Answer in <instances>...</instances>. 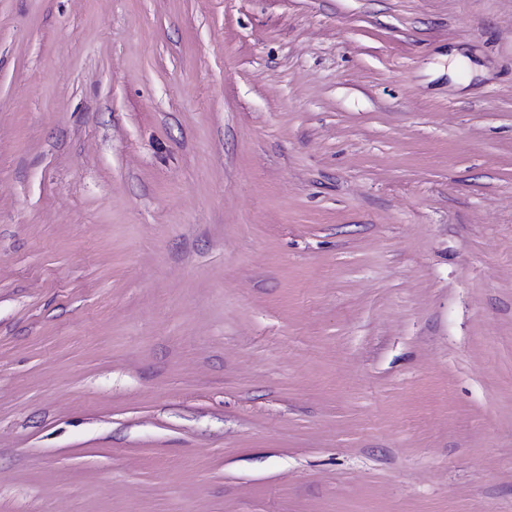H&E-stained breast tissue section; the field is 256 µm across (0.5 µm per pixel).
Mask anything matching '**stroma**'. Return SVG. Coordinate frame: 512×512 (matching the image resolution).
<instances>
[{
	"label": "stroma",
	"instance_id": "35a3bbf8",
	"mask_svg": "<svg viewBox=\"0 0 512 512\" xmlns=\"http://www.w3.org/2000/svg\"><path fill=\"white\" fill-rule=\"evenodd\" d=\"M0 512H512V0H0Z\"/></svg>",
	"mask_w": 512,
	"mask_h": 512
}]
</instances>
